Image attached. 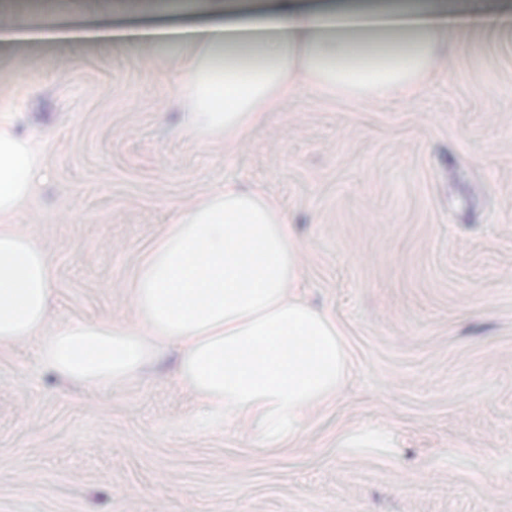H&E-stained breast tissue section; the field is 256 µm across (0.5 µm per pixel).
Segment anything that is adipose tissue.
Returning <instances> with one entry per match:
<instances>
[{
  "instance_id": "obj_1",
  "label": "adipose tissue",
  "mask_w": 512,
  "mask_h": 512,
  "mask_svg": "<svg viewBox=\"0 0 512 512\" xmlns=\"http://www.w3.org/2000/svg\"><path fill=\"white\" fill-rule=\"evenodd\" d=\"M445 0H417L412 9L380 14L332 12L275 0L270 12L224 16L196 24L66 26L52 20L0 27V41L104 38L176 48L173 71L186 78L179 92L181 124L193 137L234 147L267 113L304 91L380 101L416 95L442 70L440 42L463 25ZM237 49L224 69L214 48Z\"/></svg>"
}]
</instances>
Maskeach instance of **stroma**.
<instances>
[{
	"label": "stroma",
	"instance_id": "obj_1",
	"mask_svg": "<svg viewBox=\"0 0 512 512\" xmlns=\"http://www.w3.org/2000/svg\"><path fill=\"white\" fill-rule=\"evenodd\" d=\"M157 0H0L19 19L126 22ZM444 71L415 98L303 93L234 150L185 133L171 50L0 45V112L47 177L17 216L53 265L49 328L129 324L171 219L234 178L275 198L307 297L351 376L280 448L192 428L174 358L131 381L58 379L0 346V512H512V0H447Z\"/></svg>",
	"mask_w": 512,
	"mask_h": 512
}]
</instances>
